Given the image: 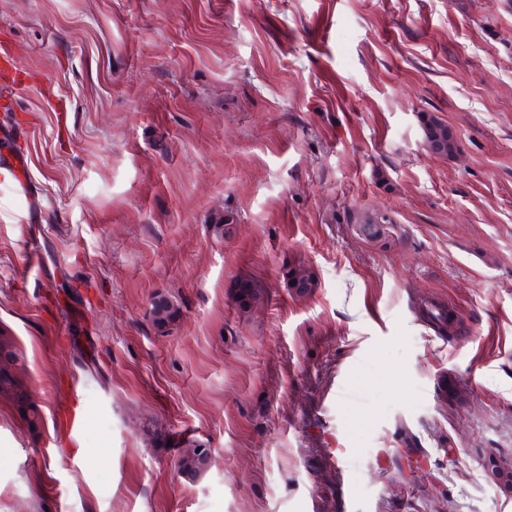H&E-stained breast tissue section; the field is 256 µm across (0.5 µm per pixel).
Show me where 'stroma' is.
<instances>
[{
	"label": "stroma",
	"instance_id": "1",
	"mask_svg": "<svg viewBox=\"0 0 512 512\" xmlns=\"http://www.w3.org/2000/svg\"><path fill=\"white\" fill-rule=\"evenodd\" d=\"M6 53L0 512H512V0H0ZM424 136L426 145L435 153L448 155L456 148L455 139L448 126L435 119H430L426 123ZM288 287L292 288L293 292L298 294L311 293L316 285V276L312 269L304 263H294L292 266H288L285 272ZM296 281L294 286L290 285V282ZM303 297L302 295H298Z\"/></svg>",
	"mask_w": 512,
	"mask_h": 512
}]
</instances>
